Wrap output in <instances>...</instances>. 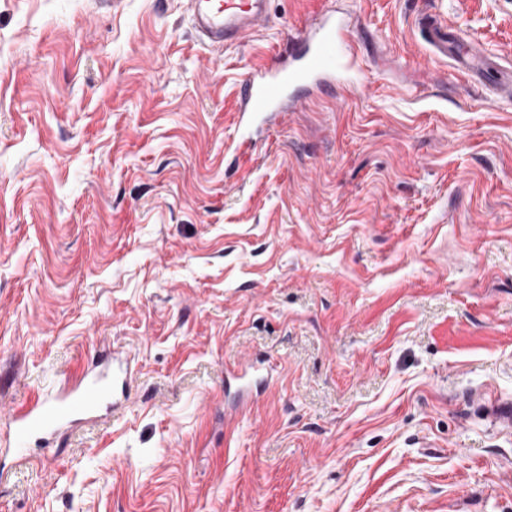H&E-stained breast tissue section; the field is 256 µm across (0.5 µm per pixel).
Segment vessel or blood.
Masks as SVG:
<instances>
[{
    "mask_svg": "<svg viewBox=\"0 0 512 512\" xmlns=\"http://www.w3.org/2000/svg\"><path fill=\"white\" fill-rule=\"evenodd\" d=\"M189 2L198 39L211 47L241 43L267 13L266 0ZM348 47L344 19L321 11L286 57L243 81L240 122L248 124L257 117L271 120L313 95L335 93L336 82L347 68L344 52ZM460 56L471 76L491 66L490 56L473 41L466 42ZM132 375L129 359L115 356L83 372L52 398L14 410L10 420L15 452L23 453L34 437L55 434L102 411L117 412L127 399Z\"/></svg>",
    "mask_w": 512,
    "mask_h": 512,
    "instance_id": "b4317fda",
    "label": "vessel or blood"
}]
</instances>
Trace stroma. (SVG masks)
I'll return each mask as SVG.
<instances>
[{
	"instance_id": "stroma-1",
	"label": "stroma",
	"mask_w": 512,
	"mask_h": 512,
	"mask_svg": "<svg viewBox=\"0 0 512 512\" xmlns=\"http://www.w3.org/2000/svg\"><path fill=\"white\" fill-rule=\"evenodd\" d=\"M267 9L211 50L185 0H0V512H512V99L419 25L505 77L512 0ZM324 9L359 87L237 156L240 83ZM105 347L126 409L7 451ZM461 46L464 49H459V54L466 62V70L464 71L469 76H478L493 67L490 63L491 57L485 53L482 47L473 41H464ZM239 379V391L241 393L243 404L247 403L249 394L250 392L253 393L254 388L259 392V384H264L266 388L269 387L268 380L262 375L261 368L252 364L249 365L248 370L239 375Z\"/></svg>"
}]
</instances>
